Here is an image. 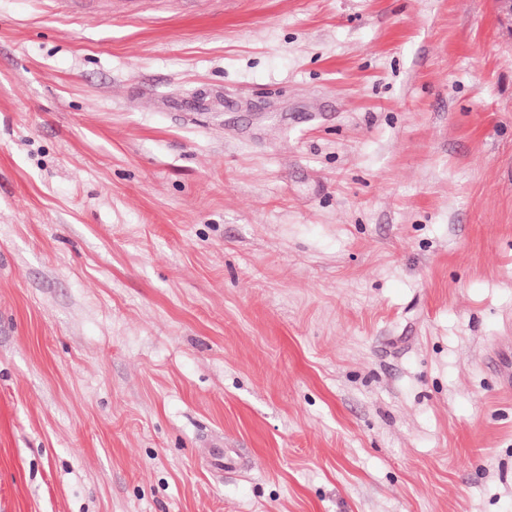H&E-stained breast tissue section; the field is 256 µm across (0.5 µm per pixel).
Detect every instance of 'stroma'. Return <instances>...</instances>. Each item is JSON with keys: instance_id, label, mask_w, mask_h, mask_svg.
<instances>
[{"instance_id": "obj_1", "label": "stroma", "mask_w": 512, "mask_h": 512, "mask_svg": "<svg viewBox=\"0 0 512 512\" xmlns=\"http://www.w3.org/2000/svg\"><path fill=\"white\" fill-rule=\"evenodd\" d=\"M509 363L496 0H0V512H512Z\"/></svg>"}]
</instances>
